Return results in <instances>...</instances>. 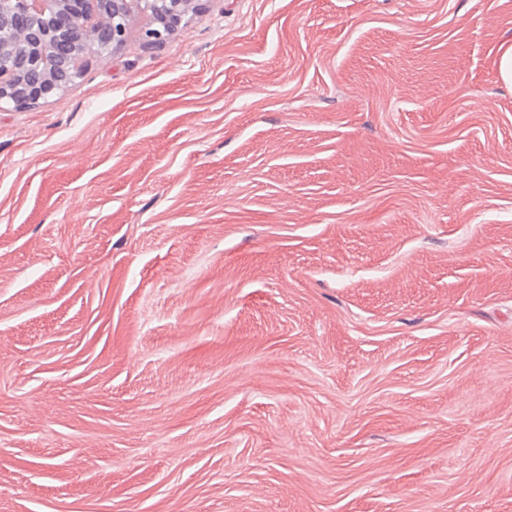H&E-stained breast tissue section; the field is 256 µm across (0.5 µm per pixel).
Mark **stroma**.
Instances as JSON below:
<instances>
[{
	"label": "stroma",
	"mask_w": 512,
	"mask_h": 512,
	"mask_svg": "<svg viewBox=\"0 0 512 512\" xmlns=\"http://www.w3.org/2000/svg\"><path fill=\"white\" fill-rule=\"evenodd\" d=\"M0 102V512H512V0H193ZM192 0H165L167 14L164 20L158 18L155 14L150 13L152 23L150 27L144 31L145 41L148 45H156L164 42L168 35L177 29L182 22L185 13L189 9ZM158 24L159 27H151Z\"/></svg>",
	"instance_id": "1"
}]
</instances>
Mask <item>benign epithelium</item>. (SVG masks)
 Wrapping results in <instances>:
<instances>
[{
	"mask_svg": "<svg viewBox=\"0 0 512 512\" xmlns=\"http://www.w3.org/2000/svg\"><path fill=\"white\" fill-rule=\"evenodd\" d=\"M191 0H165L149 45L177 29ZM149 0H0V101L36 104L66 90L94 59L124 44L129 21Z\"/></svg>",
	"mask_w": 512,
	"mask_h": 512,
	"instance_id": "obj_1",
	"label": "benign epithelium"
}]
</instances>
